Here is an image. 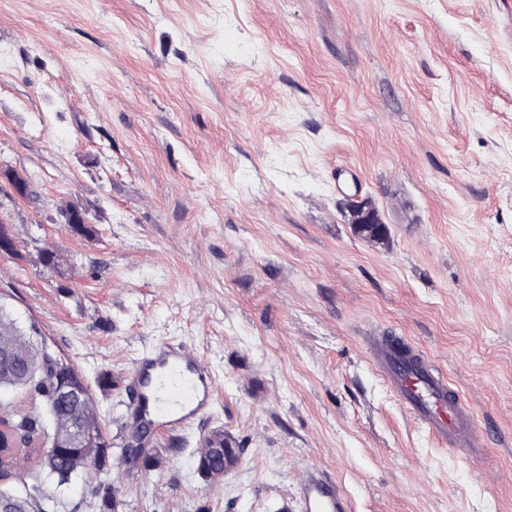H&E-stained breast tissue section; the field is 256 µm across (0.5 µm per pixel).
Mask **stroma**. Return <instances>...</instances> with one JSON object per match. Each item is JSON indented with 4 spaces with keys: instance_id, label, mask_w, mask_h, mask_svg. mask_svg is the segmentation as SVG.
Listing matches in <instances>:
<instances>
[{
    "instance_id": "1",
    "label": "stroma",
    "mask_w": 512,
    "mask_h": 512,
    "mask_svg": "<svg viewBox=\"0 0 512 512\" xmlns=\"http://www.w3.org/2000/svg\"><path fill=\"white\" fill-rule=\"evenodd\" d=\"M0 45V301L86 377L120 512H298L311 468L349 512H512V0H0ZM375 326L480 459L399 403ZM165 339L215 407L132 470L126 372ZM217 437L244 461L210 481ZM350 223L355 232L362 238L371 242H382L388 236L387 224L379 216L375 202L364 197L351 207ZM366 341L376 366L415 421L463 458L479 454L487 438L467 404L450 389L446 374L403 336L378 329Z\"/></svg>"
}]
</instances>
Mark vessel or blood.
Masks as SVG:
<instances>
[{
    "label": "vessel or blood",
    "instance_id": "b4317fda",
    "mask_svg": "<svg viewBox=\"0 0 512 512\" xmlns=\"http://www.w3.org/2000/svg\"><path fill=\"white\" fill-rule=\"evenodd\" d=\"M374 362L401 404L428 434L462 457L478 453L486 436L467 404L448 385L446 374L404 337L378 329L366 338ZM131 392L130 426L154 449L152 434L161 429L194 431L214 405L215 379L208 364L180 341H163L140 354L126 374ZM296 499L301 512H348L335 478L309 471Z\"/></svg>",
    "mask_w": 512,
    "mask_h": 512
}]
</instances>
